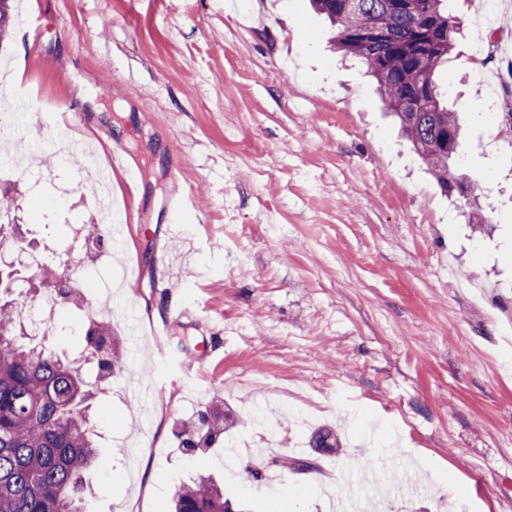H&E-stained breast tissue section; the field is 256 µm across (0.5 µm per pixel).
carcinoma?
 Here are the masks:
<instances>
[{
    "mask_svg": "<svg viewBox=\"0 0 512 512\" xmlns=\"http://www.w3.org/2000/svg\"><path fill=\"white\" fill-rule=\"evenodd\" d=\"M311 6L337 26L336 46L360 59L377 91L399 121L413 151L435 175L440 188L468 199L474 186L450 173L460 127L441 102L434 75L448 62L458 30L448 0H311ZM29 278L0 270V512H87L84 475L96 449L83 410L97 387L66 358L23 344L19 282ZM110 328L89 326L86 347L100 355L109 378L123 367L124 351L107 344ZM237 418L212 409L183 424L184 448L207 447L230 432ZM314 448H337L332 431L311 436ZM173 512H244L224 498V489L208 479L175 488Z\"/></svg>",
    "mask_w": 512,
    "mask_h": 512,
    "instance_id": "cac0c4a2",
    "label": "carcinoma"
}]
</instances>
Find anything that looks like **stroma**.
<instances>
[{
    "mask_svg": "<svg viewBox=\"0 0 512 512\" xmlns=\"http://www.w3.org/2000/svg\"><path fill=\"white\" fill-rule=\"evenodd\" d=\"M224 2L10 4L0 120L35 87L89 115L73 135L100 161L123 144L145 187L128 213V175L113 172L109 214L59 145L30 138L45 159L32 166L0 139V187L16 190L29 252L93 273L83 304L59 303L35 337L101 384L89 512H170L175 487L201 476L235 504L329 512L343 486L371 493L358 461L383 447L395 451L385 512H512V60L499 51L512 25L486 26L481 0H450L462 33L435 77L464 128L455 170L490 219L478 230L309 0ZM183 184L192 204L166 213ZM131 308L168 315L167 336L133 343ZM92 318L125 350L126 373L104 382L82 354ZM155 383L148 424L135 390ZM214 402L241 423L185 451L176 425ZM320 427L340 447H312ZM258 438L281 467L246 457ZM311 475L324 486L300 492Z\"/></svg>",
    "mask_w": 512,
    "mask_h": 512,
    "instance_id": "stroma-1",
    "label": "stroma"
}]
</instances>
